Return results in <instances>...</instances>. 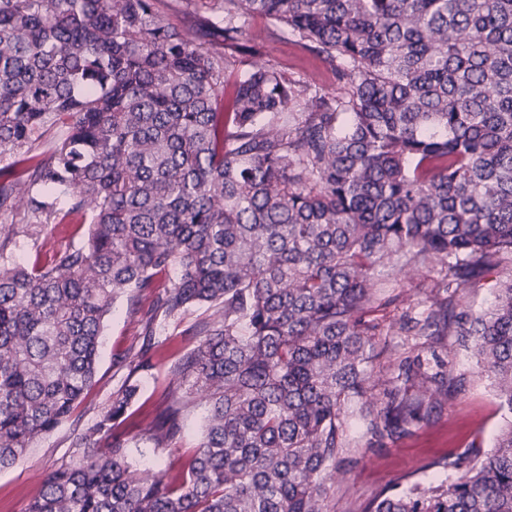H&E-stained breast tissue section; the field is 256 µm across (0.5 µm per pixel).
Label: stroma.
<instances>
[{"mask_svg":"<svg viewBox=\"0 0 512 512\" xmlns=\"http://www.w3.org/2000/svg\"><path fill=\"white\" fill-rule=\"evenodd\" d=\"M249 31L261 48L259 62L276 65L289 77L320 92L334 91L331 66L322 55L306 50L293 37L274 34L272 26L262 18L251 19ZM149 309V303L136 308L127 297L117 298L105 324L94 385L70 418L44 435L17 465L0 471V512H25L48 475L77 459L76 435L126 381L139 386L132 410L142 423H149L152 414L166 406L169 388L178 384L172 366L193 348L195 339L190 330L205 317L206 310L190 309L182 320L159 330L152 338L157 352L155 367L133 374L117 359L141 346L142 324ZM447 344L456 373L465 379L462 393L429 423L383 447H368L362 436V421H354L349 430L352 446L347 451V460L336 468L330 512H360L364 504L382 493H400L415 482L427 485L451 481V473L441 468L439 458L448 451L460 452L473 444L480 445L485 453L492 449L501 426L512 417V410L499 400L491 379L480 372L470 351L458 345L452 336ZM203 416L200 407L190 412L180 440L171 447L133 451L134 465L141 472L153 474L168 459H187L196 444Z\"/></svg>","mask_w":512,"mask_h":512,"instance_id":"35a3bbf8","label":"stroma"}]
</instances>
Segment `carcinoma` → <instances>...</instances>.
I'll list each match as a JSON object with an SVG mask.
<instances>
[{"label":"carcinoma","instance_id":"carcinoma-1","mask_svg":"<svg viewBox=\"0 0 512 512\" xmlns=\"http://www.w3.org/2000/svg\"><path fill=\"white\" fill-rule=\"evenodd\" d=\"M256 16L325 55L336 92L238 73ZM200 24L156 0H0V469L81 403L118 295L152 297L134 373L159 326L212 311L145 434L166 448L203 405L192 455L140 477L125 383L26 512H328L355 414L382 446L461 388L436 353L451 325L512 411V274L487 309L458 302L512 262V0H224ZM422 268L435 301L397 330L432 359H397L378 403L377 313ZM443 467L363 512H512V420ZM156 9L166 21L179 26H194L195 7L191 0H158Z\"/></svg>","mask_w":512,"mask_h":512}]
</instances>
